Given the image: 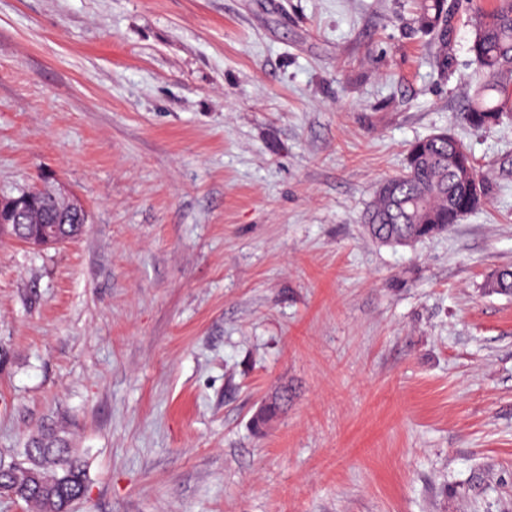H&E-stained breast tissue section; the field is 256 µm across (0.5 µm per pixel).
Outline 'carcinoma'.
<instances>
[{"instance_id":"carcinoma-1","label":"carcinoma","mask_w":512,"mask_h":512,"mask_svg":"<svg viewBox=\"0 0 512 512\" xmlns=\"http://www.w3.org/2000/svg\"><path fill=\"white\" fill-rule=\"evenodd\" d=\"M454 19L448 0H417L415 22L439 44L443 69L453 59ZM469 52L484 79L472 87L463 119L482 129L512 113V0H496L493 9L476 14ZM385 183L365 214L370 236L383 245H407L445 232L479 209L489 194L470 147L434 134L412 142L403 172ZM60 209L51 199L33 204L21 229L30 232L56 222ZM62 228L58 245L81 236L85 225L73 217ZM485 288L512 294V269L497 271ZM87 481L83 457L53 423L29 438L20 458L0 461V495L14 493L35 512H70Z\"/></svg>"}]
</instances>
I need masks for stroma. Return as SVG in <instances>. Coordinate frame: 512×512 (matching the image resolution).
Segmentation results:
<instances>
[{
	"label": "stroma",
	"instance_id": "stroma-1",
	"mask_svg": "<svg viewBox=\"0 0 512 512\" xmlns=\"http://www.w3.org/2000/svg\"><path fill=\"white\" fill-rule=\"evenodd\" d=\"M453 2L444 72L414 0H0V196L88 215L0 238V460L65 426L71 512H512V116L463 121ZM441 131L488 205L375 242Z\"/></svg>",
	"mask_w": 512,
	"mask_h": 512
}]
</instances>
